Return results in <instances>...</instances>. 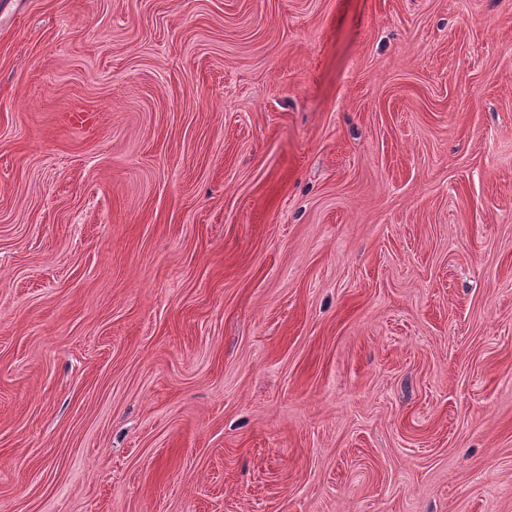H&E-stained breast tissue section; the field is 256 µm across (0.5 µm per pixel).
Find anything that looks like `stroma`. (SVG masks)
<instances>
[{
	"label": "stroma",
	"instance_id": "stroma-1",
	"mask_svg": "<svg viewBox=\"0 0 512 512\" xmlns=\"http://www.w3.org/2000/svg\"><path fill=\"white\" fill-rule=\"evenodd\" d=\"M0 512H512V0H0Z\"/></svg>",
	"mask_w": 512,
	"mask_h": 512
}]
</instances>
